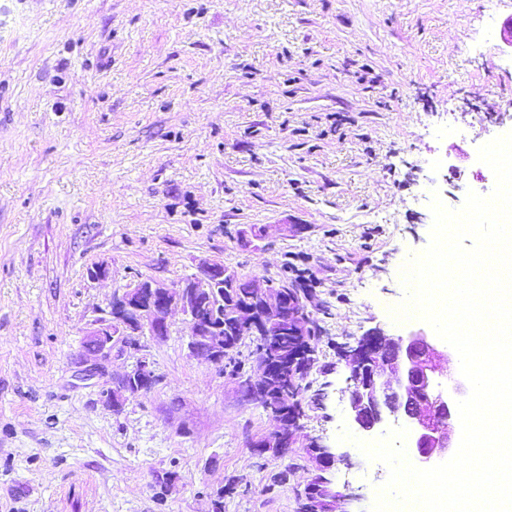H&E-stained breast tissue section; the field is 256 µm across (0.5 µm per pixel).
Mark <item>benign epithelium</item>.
<instances>
[{
    "instance_id": "obj_1",
    "label": "benign epithelium",
    "mask_w": 512,
    "mask_h": 512,
    "mask_svg": "<svg viewBox=\"0 0 512 512\" xmlns=\"http://www.w3.org/2000/svg\"><path fill=\"white\" fill-rule=\"evenodd\" d=\"M241 279L226 270L219 260H203L196 271L178 283L166 285L153 279H140L122 293L112 296L107 310L94 319L85 331L94 343L91 364L77 372L81 381L96 378L105 365L137 355L129 370L115 383L103 385L99 397L107 407L127 401L153 388L158 377L154 362L141 337L161 339L169 334V316L181 312L189 328L188 349L213 364L224 361V353L235 343L224 341L221 326L202 320L197 309L204 302L224 296V288H236ZM249 312L257 329L265 319L288 324V335L300 336L308 327V315L300 308L280 307V288L273 282L248 281ZM455 358L454 349L433 331L420 327L406 336H388L380 328L347 347L346 364L352 388L349 407L354 424L372 433L393 421L408 430L407 454L424 469L431 468L456 449L455 436L459 419L458 401L470 391L460 372H448L441 381V365ZM258 380L266 383L277 370L265 355H257ZM249 399L272 409L282 393L264 385ZM293 427L286 424L275 435L265 438L258 447L278 451L291 443ZM316 463V474L302 493L305 512H336V490L328 474L335 466L336 455L316 443L308 449Z\"/></svg>"
}]
</instances>
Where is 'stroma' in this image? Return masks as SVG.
<instances>
[{
  "label": "stroma",
  "mask_w": 512,
  "mask_h": 512,
  "mask_svg": "<svg viewBox=\"0 0 512 512\" xmlns=\"http://www.w3.org/2000/svg\"><path fill=\"white\" fill-rule=\"evenodd\" d=\"M509 18L512 0L491 19L482 0H0V512H208L230 478L224 512H296L314 441L340 457L336 512H371L389 469L338 438L341 350L408 333L392 309L430 243L425 193L490 188L474 159L512 132ZM289 254L321 333L282 453L257 455L279 420L189 353L180 313L147 342L160 383L120 412L76 378L135 280L219 259L271 281Z\"/></svg>",
  "instance_id": "35a3bbf8"
}]
</instances>
